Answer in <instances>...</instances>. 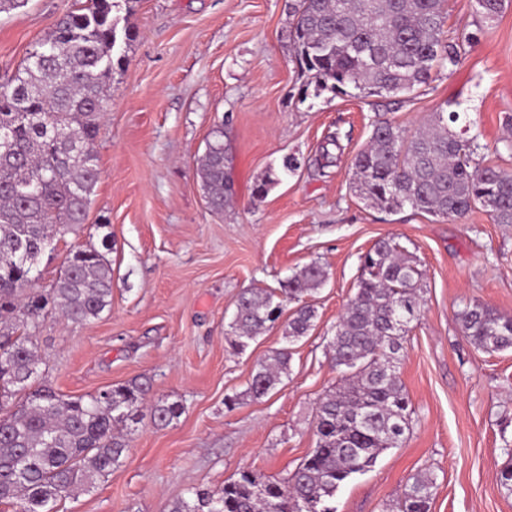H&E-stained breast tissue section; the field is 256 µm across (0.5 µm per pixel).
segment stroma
I'll use <instances>...</instances> for the list:
<instances>
[{"label": "stroma", "mask_w": 512, "mask_h": 512, "mask_svg": "<svg viewBox=\"0 0 512 512\" xmlns=\"http://www.w3.org/2000/svg\"><path fill=\"white\" fill-rule=\"evenodd\" d=\"M77 6L29 0L0 13V81ZM444 10L446 30L473 41L456 66L389 98L316 91L291 48L288 0H133L120 11L134 38L107 90L88 216L40 257L33 284L47 291L72 248L107 237L112 306L86 324L47 315L35 340L45 384L64 396L134 380L147 385L148 405L182 410L165 425L145 418L128 427L120 466L92 492L61 500L59 512H171L194 489L220 490L242 469L286 480L315 447L317 403L339 378L329 342L356 292L359 258L384 238L422 272L421 313L397 363L410 429L329 504L399 512L408 479L428 471L430 512H512L498 478L512 448V350L476 348L458 319L473 303L512 316V225L480 208L455 220L389 212L350 185L376 117L411 133L455 106L479 136L483 163L512 169V0L487 23L473 0H446ZM219 125L234 194L215 213L197 167ZM289 156L299 169L254 197L256 182ZM313 262L327 272L309 298L317 319L294 344L287 377L261 399L246 396L257 362L284 346L286 322L234 353L226 337L237 300ZM230 396L239 399L232 408Z\"/></svg>", "instance_id": "35a3bbf8"}]
</instances>
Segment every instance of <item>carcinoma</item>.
Returning <instances> with one entry per match:
<instances>
[{
	"mask_svg": "<svg viewBox=\"0 0 512 512\" xmlns=\"http://www.w3.org/2000/svg\"><path fill=\"white\" fill-rule=\"evenodd\" d=\"M444 0H292V46L318 90L359 97L396 96L426 83L431 71L458 62L462 43L444 36ZM119 0H87L64 14L13 76L0 83V504L18 512H54L57 500L92 487L121 463L127 444L116 426L138 420L147 393L136 382L88 398H64L35 385L39 355L33 331L41 317L60 312L90 322L111 306L112 268L96 248L69 253L49 290L32 292L40 255L59 234L85 223L100 177L95 144L116 52ZM485 20L505 0H474ZM460 113L438 112L412 136L377 121L367 147L355 156L352 188L388 211L409 206L441 218H461L480 207L496 224H512V170L472 164L476 137L458 127ZM298 169L290 157L255 186L264 197ZM198 176L207 202L224 210L232 181L224 127L213 130ZM421 272L392 239L361 257L355 296L336 324L331 347L340 383L318 403L316 446L284 482L250 470L216 492L193 491L171 512H334L337 489L369 471L398 445L410 427L407 396L396 355L408 324L422 307ZM326 280L318 263L288 278L276 293L245 290L226 337L241 353L282 312L287 345L254 368L245 394L260 399L288 372L289 345L305 336L316 317L302 298ZM465 336L486 353L512 349V316L476 303L459 313ZM180 405H156L151 420L166 425ZM435 480L417 475L400 512H430Z\"/></svg>",
	"mask_w": 512,
	"mask_h": 512,
	"instance_id": "cac0c4a2",
	"label": "carcinoma"
}]
</instances>
